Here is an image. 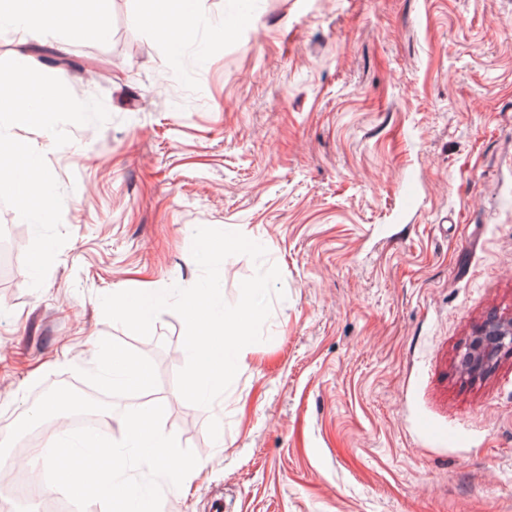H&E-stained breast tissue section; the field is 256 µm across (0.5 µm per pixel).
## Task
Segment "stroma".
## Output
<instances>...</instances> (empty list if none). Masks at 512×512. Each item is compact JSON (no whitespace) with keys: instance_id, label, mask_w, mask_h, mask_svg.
Returning <instances> with one entry per match:
<instances>
[{"instance_id":"35a3bbf8","label":"stroma","mask_w":512,"mask_h":512,"mask_svg":"<svg viewBox=\"0 0 512 512\" xmlns=\"http://www.w3.org/2000/svg\"><path fill=\"white\" fill-rule=\"evenodd\" d=\"M102 39L0 31V60L101 98L69 144L22 125L63 192L69 235L41 289L17 241L0 281V458L51 411L53 379L154 403L201 470L161 512H512V354L470 377L474 329L512 313V0H202L170 49L147 0H97ZM61 55L63 69L36 48ZM268 250L284 299L211 406L187 403L171 311L151 337L102 295L188 287L195 229ZM146 386L113 396L107 357Z\"/></svg>"}]
</instances>
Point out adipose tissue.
Returning a JSON list of instances; mask_svg holds the SVG:
<instances>
[{"mask_svg":"<svg viewBox=\"0 0 512 512\" xmlns=\"http://www.w3.org/2000/svg\"><path fill=\"white\" fill-rule=\"evenodd\" d=\"M187 0H152L144 24L156 27L158 36L178 48L200 21L199 9H187ZM50 27L68 39L105 37L107 22L94 7V0H0V29L29 33Z\"/></svg>","mask_w":512,"mask_h":512,"instance_id":"obj_1","label":"adipose tissue"}]
</instances>
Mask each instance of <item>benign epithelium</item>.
<instances>
[{
  "label": "benign epithelium",
  "instance_id": "7a95c632",
  "mask_svg": "<svg viewBox=\"0 0 512 512\" xmlns=\"http://www.w3.org/2000/svg\"><path fill=\"white\" fill-rule=\"evenodd\" d=\"M512 354V318L492 317L479 325L460 356V369L468 376L491 371L501 355Z\"/></svg>",
  "mask_w": 512,
  "mask_h": 512
}]
</instances>
